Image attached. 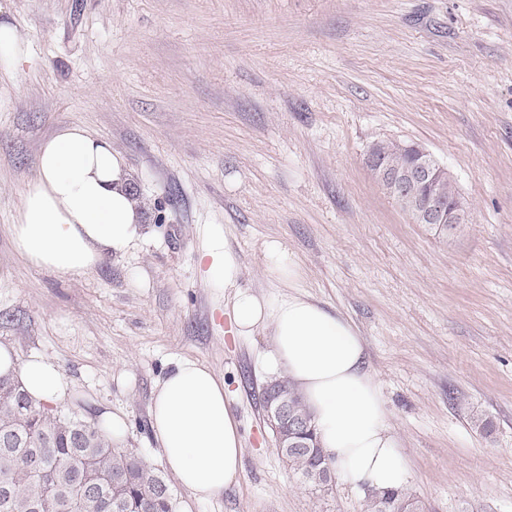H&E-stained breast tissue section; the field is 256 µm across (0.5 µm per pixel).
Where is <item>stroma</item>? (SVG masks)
<instances>
[{
	"mask_svg": "<svg viewBox=\"0 0 512 512\" xmlns=\"http://www.w3.org/2000/svg\"><path fill=\"white\" fill-rule=\"evenodd\" d=\"M28 47L0 67V344L62 370L74 412L149 405L175 361L213 368L243 442L237 483L192 512H363L288 468L260 402L268 338L237 335L199 264L212 226L241 286L301 295L367 347L426 512H512V0H0ZM80 124L125 160L148 222L81 274L31 267L10 229L42 140ZM416 142L468 204L418 224L366 163ZM303 274L278 280L268 242ZM493 422L472 429L469 411Z\"/></svg>",
	"mask_w": 512,
	"mask_h": 512,
	"instance_id": "obj_1",
	"label": "stroma"
}]
</instances>
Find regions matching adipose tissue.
I'll return each instance as SVG.
<instances>
[{"mask_svg":"<svg viewBox=\"0 0 512 512\" xmlns=\"http://www.w3.org/2000/svg\"><path fill=\"white\" fill-rule=\"evenodd\" d=\"M141 224L121 154L109 140L71 124L41 143L38 172L21 193L11 236L16 252L34 268L77 274L125 253ZM201 263L214 286L233 289L238 335L269 332L261 363L302 394L339 480L368 491L404 486L409 471L353 323L301 296L241 287L240 266L221 231H214ZM0 375L19 377L37 402L54 408L69 403V383L42 355L23 358L0 345ZM149 416L162 462L189 503L215 499L237 481L242 438L224 382L209 366L177 362L158 384Z\"/></svg>","mask_w":512,"mask_h":512,"instance_id":"ef3b65f1","label":"adipose tissue"}]
</instances>
